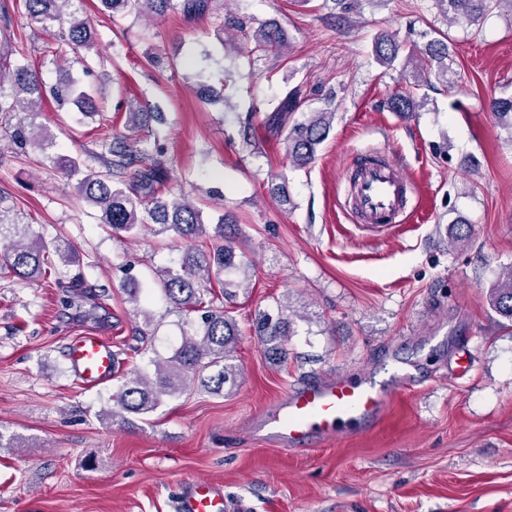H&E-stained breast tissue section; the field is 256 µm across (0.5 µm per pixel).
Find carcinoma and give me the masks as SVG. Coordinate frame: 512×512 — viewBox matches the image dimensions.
Masks as SVG:
<instances>
[{
    "label": "carcinoma",
    "mask_w": 512,
    "mask_h": 512,
    "mask_svg": "<svg viewBox=\"0 0 512 512\" xmlns=\"http://www.w3.org/2000/svg\"><path fill=\"white\" fill-rule=\"evenodd\" d=\"M30 20L44 25H58L62 37L72 50L94 48L95 32L90 19L66 11L72 0H24ZM109 16L125 17L131 14L163 16L170 11H181L186 16H200L210 10L211 0H99ZM449 20L477 25L499 7V0H434ZM255 48L278 55L286 45L284 31L276 23L262 24L252 34ZM405 44L394 35L381 32L375 39V52L380 63L392 66L399 59ZM427 62H414L413 55L404 58L403 67L414 70L417 87L430 85L433 63L439 64L438 75L448 77V45L441 39L427 44ZM43 87L28 65L18 64L9 76L0 72V113L33 112L42 100ZM53 99L61 106L75 104L83 115L100 114L91 95L79 82L69 78L51 89ZM420 101L408 93H396L388 99V108L402 117L417 111ZM301 107L299 91L292 90L280 100L269 116L268 127L276 135L284 136L290 162L305 167L314 159L317 146L330 132L335 113L310 112L298 121L294 112ZM501 125L512 131V96L494 97L489 103ZM109 157L103 160V170L88 171L78 182L79 192L88 204L99 210L102 224L116 233L136 235L147 230L155 236L176 235L182 239L207 235L200 208L184 198L166 199L161 189L160 162L154 156L161 154L158 144L153 148L144 141L114 135L105 143ZM137 159L150 161L134 174L136 187L123 181L124 174ZM234 224L222 214L218 217L214 235L204 248L187 249L180 260L179 270H162L157 283L166 299L188 311L200 313L202 329L187 335L175 353L155 363V377L135 372L112 391V410L102 418L120 426H132L129 415L145 417L154 412L163 398L178 397L196 383L208 393L223 395L232 392L241 371L234 353L240 331L224 308L214 306L215 293L207 288L211 279L224 277L222 295L230 303L241 288V278L248 277L249 264L237 257ZM72 262L74 254L67 243L48 247L31 236L30 225L20 226L8 220L0 211V267L11 270L17 277L31 282L40 281L53 267V257ZM490 307L501 317L512 322V270L500 275L488 289ZM288 306L279 304L277 315L264 312L257 319V332L272 360L288 357V337L293 335Z\"/></svg>",
    "instance_id": "1"
}]
</instances>
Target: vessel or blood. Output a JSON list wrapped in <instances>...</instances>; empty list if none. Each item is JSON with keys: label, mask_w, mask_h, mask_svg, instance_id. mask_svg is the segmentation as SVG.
Listing matches in <instances>:
<instances>
[{"label": "vessel or blood", "mask_w": 512, "mask_h": 512, "mask_svg": "<svg viewBox=\"0 0 512 512\" xmlns=\"http://www.w3.org/2000/svg\"><path fill=\"white\" fill-rule=\"evenodd\" d=\"M346 181L361 223L371 228L399 223L416 191L415 183L400 165L381 152L361 154ZM67 360L75 377L88 388L112 379L117 358L102 336L88 333L67 348ZM385 395L365 381L336 376L303 383L288 397L267 407L259 418L273 440L292 448L315 438H331L342 429H368L379 415ZM174 512H225L220 485L189 481L182 485Z\"/></svg>", "instance_id": "b4317fda"}]
</instances>
